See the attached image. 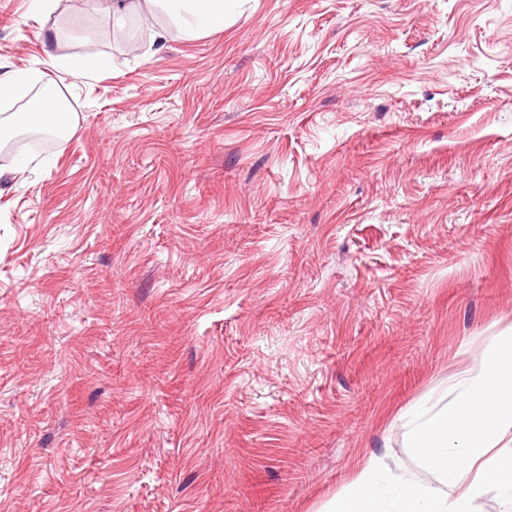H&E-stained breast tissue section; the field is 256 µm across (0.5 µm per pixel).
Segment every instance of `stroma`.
I'll return each instance as SVG.
<instances>
[{
  "label": "stroma",
  "mask_w": 512,
  "mask_h": 512,
  "mask_svg": "<svg viewBox=\"0 0 512 512\" xmlns=\"http://www.w3.org/2000/svg\"><path fill=\"white\" fill-rule=\"evenodd\" d=\"M64 145L0 165V512H325L512 334V0H62ZM236 0H98L101 10L140 16H161L164 21L154 39L165 40L169 28L187 36L208 34L224 28V13ZM48 65L75 79L94 77L102 72L106 61L97 53L56 55L47 53Z\"/></svg>",
  "instance_id": "stroma-1"
}]
</instances>
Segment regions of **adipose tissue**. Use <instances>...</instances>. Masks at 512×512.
Instances as JSON below:
<instances>
[{"instance_id":"ef3b65f1","label":"adipose tissue","mask_w":512,"mask_h":512,"mask_svg":"<svg viewBox=\"0 0 512 512\" xmlns=\"http://www.w3.org/2000/svg\"><path fill=\"white\" fill-rule=\"evenodd\" d=\"M231 0H98L101 10L161 17L155 32L165 39L169 29L187 36L204 35L224 27ZM43 71L4 69L0 72V101L21 104L18 112L0 114V145L19 133L35 129L56 133L72 128L77 116L59 114L32 96ZM462 390L453 409L426 415L411 432L410 446L422 464L437 472L442 485H420L400 477L384 479L375 461H368L351 491L333 499L327 512H472L471 505L485 482H494L512 507V453L497 445L512 430V336L486 351L480 366L458 380Z\"/></svg>"}]
</instances>
